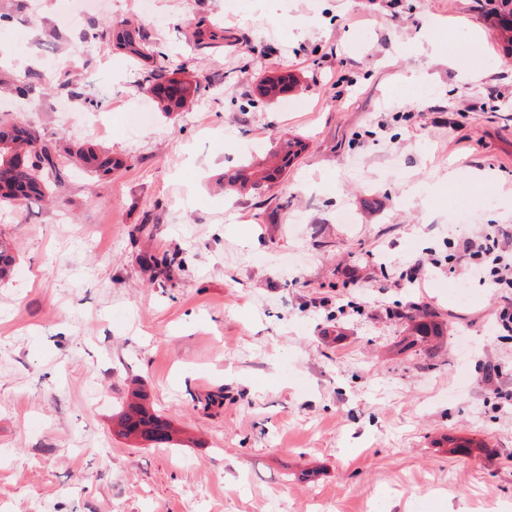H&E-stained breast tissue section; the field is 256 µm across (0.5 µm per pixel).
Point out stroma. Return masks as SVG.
I'll return each instance as SVG.
<instances>
[{
    "label": "stroma",
    "mask_w": 512,
    "mask_h": 512,
    "mask_svg": "<svg viewBox=\"0 0 512 512\" xmlns=\"http://www.w3.org/2000/svg\"><path fill=\"white\" fill-rule=\"evenodd\" d=\"M122 20L201 83L184 111L96 38ZM2 113L123 166L65 161L53 200L0 206V512H512L503 302L444 265L406 278L512 225V56L484 0H0ZM294 136L275 183L225 190ZM397 308L434 311L442 347H405ZM137 386L190 444L113 435ZM70 161L82 169L95 174L109 175L121 167V162L93 147H79L69 155Z\"/></svg>",
    "instance_id": "stroma-1"
}]
</instances>
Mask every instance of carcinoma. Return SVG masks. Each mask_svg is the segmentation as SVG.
<instances>
[{
	"label": "carcinoma",
	"instance_id": "1",
	"mask_svg": "<svg viewBox=\"0 0 512 512\" xmlns=\"http://www.w3.org/2000/svg\"><path fill=\"white\" fill-rule=\"evenodd\" d=\"M498 9L503 13L499 21L500 39L512 52V0H500ZM99 39H109L121 44V49L133 58H141L149 43L141 39L138 33L126 25L108 24L97 33ZM149 86L157 85L161 93L154 96L160 111L169 113L179 111L191 95L201 91V84L171 77L166 67L160 66L146 76ZM293 80L288 77L267 78L259 85V92L268 98H279L292 87ZM24 148L32 155V160L24 165L13 163V152ZM305 145L300 139L288 142V151L277 165L244 166L236 171L228 182L241 189L254 188L273 178L298 158ZM70 161L82 169L95 174L109 175L121 167V162L92 147H80L70 156ZM60 176V162L55 152L41 139L33 129L22 126L8 118L0 116V181L7 190H0V205H11L21 197L25 200L42 198L56 185ZM15 263L13 245L0 240V280L11 275ZM393 315L412 322L411 336L418 343H427L441 335L442 329L429 311H423L418 317L406 312L393 311ZM112 432L124 439L145 442L150 445H170L175 441L177 430L171 420L145 403L144 395L138 391L122 404L112 419Z\"/></svg>",
	"mask_w": 512,
	"mask_h": 512
}]
</instances>
